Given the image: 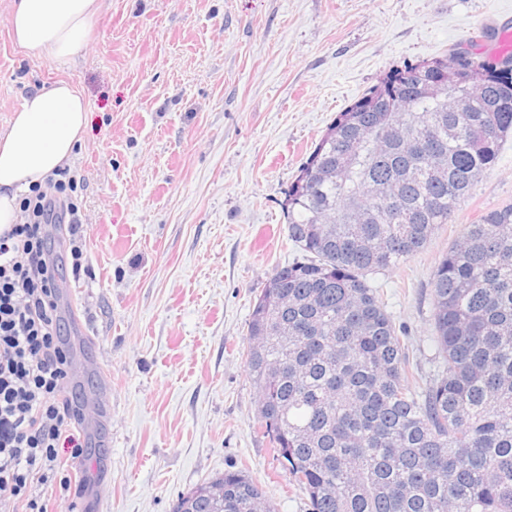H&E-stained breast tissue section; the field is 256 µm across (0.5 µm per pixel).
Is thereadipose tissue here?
<instances>
[{"label": "adipose tissue", "mask_w": 512, "mask_h": 512, "mask_svg": "<svg viewBox=\"0 0 512 512\" xmlns=\"http://www.w3.org/2000/svg\"><path fill=\"white\" fill-rule=\"evenodd\" d=\"M103 0H15L8 24L16 44L34 58L73 59ZM84 97L61 81L28 94L0 132V232L19 221V199L68 166L88 124Z\"/></svg>", "instance_id": "adipose-tissue-1"}]
</instances>
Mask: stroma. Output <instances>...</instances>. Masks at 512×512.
<instances>
[{
  "label": "stroma",
  "instance_id": "35a3bbf8",
  "mask_svg": "<svg viewBox=\"0 0 512 512\" xmlns=\"http://www.w3.org/2000/svg\"><path fill=\"white\" fill-rule=\"evenodd\" d=\"M11 6L0 0V132L61 80L90 112L70 171L85 180L92 277H73L64 237L55 254L71 382L99 426L68 466L81 495L55 512H173L227 470L276 512H308L257 432L244 356L261 288L302 256L285 194L337 112L393 69L512 25V0H104L67 63L14 43ZM509 203L512 137L422 251L369 275L423 374L434 266L464 225Z\"/></svg>",
  "mask_w": 512,
  "mask_h": 512
}]
</instances>
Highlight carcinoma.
<instances>
[{"label": "carcinoma", "mask_w": 512, "mask_h": 512, "mask_svg": "<svg viewBox=\"0 0 512 512\" xmlns=\"http://www.w3.org/2000/svg\"><path fill=\"white\" fill-rule=\"evenodd\" d=\"M394 69L326 128L283 202L303 257L262 288L246 364L257 418L311 512H512V204L432 271L438 370L409 369L366 274L427 244L512 135V53ZM174 512H275L242 471Z\"/></svg>", "instance_id": "1"}]
</instances>
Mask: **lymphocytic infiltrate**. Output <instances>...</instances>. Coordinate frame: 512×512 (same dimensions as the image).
<instances>
[{
	"label": "lymphocytic infiltrate",
	"mask_w": 512,
	"mask_h": 512,
	"mask_svg": "<svg viewBox=\"0 0 512 512\" xmlns=\"http://www.w3.org/2000/svg\"><path fill=\"white\" fill-rule=\"evenodd\" d=\"M49 191L20 201L19 223L0 232V512H49L45 490L68 498L59 461L84 455V414L66 397L70 356L61 335L52 231L66 227L73 274L88 272L78 197L68 170Z\"/></svg>",
	"instance_id": "obj_1"
}]
</instances>
